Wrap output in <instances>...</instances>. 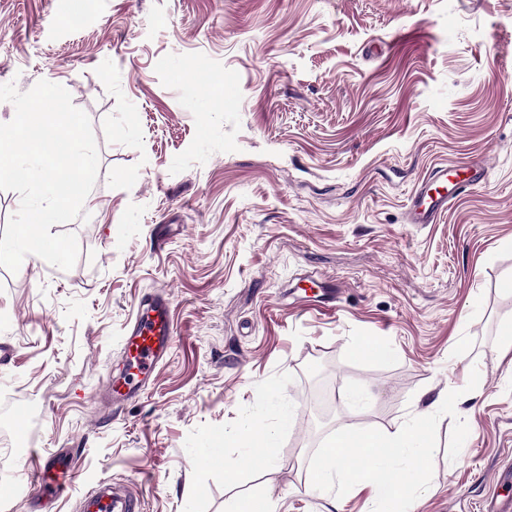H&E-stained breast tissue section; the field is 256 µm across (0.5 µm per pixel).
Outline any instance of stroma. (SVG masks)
Instances as JSON below:
<instances>
[{
  "mask_svg": "<svg viewBox=\"0 0 512 512\" xmlns=\"http://www.w3.org/2000/svg\"><path fill=\"white\" fill-rule=\"evenodd\" d=\"M41 80L88 114L99 171L80 216L50 228L76 235L73 269L0 266V508L76 512L108 480L143 512H372L370 488L314 489L312 453L345 427L394 428L474 369L413 512L512 496L495 479L512 466V0H0V84ZM451 161L485 183L407 223ZM321 278L340 285L335 312L306 286ZM155 290L174 345L108 415L98 390ZM368 337L385 358L357 355ZM261 384L293 412L273 467L235 447L197 460L265 418ZM35 448L76 458L58 500L19 491Z\"/></svg>",
  "mask_w": 512,
  "mask_h": 512,
  "instance_id": "obj_1",
  "label": "stroma"
}]
</instances>
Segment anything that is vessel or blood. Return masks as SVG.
Here are the masks:
<instances>
[{
    "mask_svg": "<svg viewBox=\"0 0 512 512\" xmlns=\"http://www.w3.org/2000/svg\"><path fill=\"white\" fill-rule=\"evenodd\" d=\"M486 178L483 166H469L464 181H456L453 172L437 168L412 194L406 212L410 224H433L449 205ZM175 330L169 318V303L159 295L148 296L146 307L138 312L125 342L128 360L124 370L109 378L99 392L102 403L112 411H121L148 383L157 366L171 350ZM72 459L56 453L33 458L28 474L31 493L36 497H58L75 478ZM141 505L132 491L103 481L80 501V512H140Z\"/></svg>",
    "mask_w": 512,
    "mask_h": 512,
    "instance_id": "vessel-or-blood-1",
    "label": "vessel or blood"
}]
</instances>
